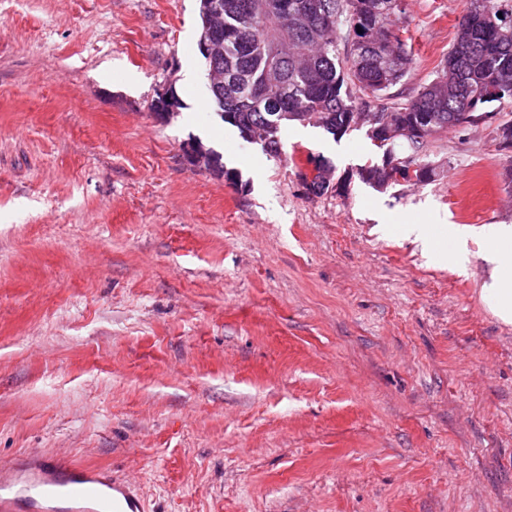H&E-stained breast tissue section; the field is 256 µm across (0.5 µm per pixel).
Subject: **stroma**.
Listing matches in <instances>:
<instances>
[{"label": "stroma", "instance_id": "35a3bbf8", "mask_svg": "<svg viewBox=\"0 0 512 512\" xmlns=\"http://www.w3.org/2000/svg\"><path fill=\"white\" fill-rule=\"evenodd\" d=\"M464 3L404 0L405 94ZM198 6L0 0V461L111 469L145 512H512V325L477 242L459 269L403 232L512 224V150L452 129L384 189L361 128L271 157L202 105ZM169 93H171V96H174L175 99L178 101V109H180L182 106L181 100L174 86H170L163 93L159 92L152 104V109L155 112V114L159 116L161 119H169L173 117L176 113H178V111L175 112L176 102L172 97L169 98ZM168 98L170 112H168Z\"/></svg>", "mask_w": 512, "mask_h": 512}]
</instances>
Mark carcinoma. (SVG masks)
I'll use <instances>...</instances> for the list:
<instances>
[{
  "label": "carcinoma",
  "mask_w": 512,
  "mask_h": 512,
  "mask_svg": "<svg viewBox=\"0 0 512 512\" xmlns=\"http://www.w3.org/2000/svg\"><path fill=\"white\" fill-rule=\"evenodd\" d=\"M402 0H199V21L222 12L224 90H209L206 105L224 104V123L265 152L281 151L279 133L290 122H315L333 138L346 133L362 112L402 128L424 114L441 119L443 129L469 120L486 105L512 99V0H466L454 43L438 76L413 96L394 98L392 89L410 73L414 58L399 34ZM348 38L345 56L336 44ZM171 86L157 94L152 109L162 119ZM421 140L402 141L417 161L425 157ZM194 165L236 180L215 153L191 158ZM361 178L378 187L391 179L382 163L361 169Z\"/></svg>",
  "instance_id": "1"
}]
</instances>
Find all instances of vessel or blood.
Segmentation results:
<instances>
[{
	"instance_id": "vessel-or-blood-1",
	"label": "vessel or blood",
	"mask_w": 512,
	"mask_h": 512,
	"mask_svg": "<svg viewBox=\"0 0 512 512\" xmlns=\"http://www.w3.org/2000/svg\"><path fill=\"white\" fill-rule=\"evenodd\" d=\"M56 499L67 500L70 512H143L137 482L107 470L44 455L0 464V512H49Z\"/></svg>"
}]
</instances>
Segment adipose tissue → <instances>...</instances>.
Masks as SVG:
<instances>
[{"label":"adipose tissue","mask_w":512,"mask_h":512,"mask_svg":"<svg viewBox=\"0 0 512 512\" xmlns=\"http://www.w3.org/2000/svg\"><path fill=\"white\" fill-rule=\"evenodd\" d=\"M407 236L420 241L424 248L440 247L449 262L461 266L469 259L468 243L476 239V232L449 226L440 242H433L426 225L411 224ZM486 244L480 250L490 275L480 290L485 308L500 322L512 325V225L499 224L486 232Z\"/></svg>","instance_id":"ef3b65f1"}]
</instances>
